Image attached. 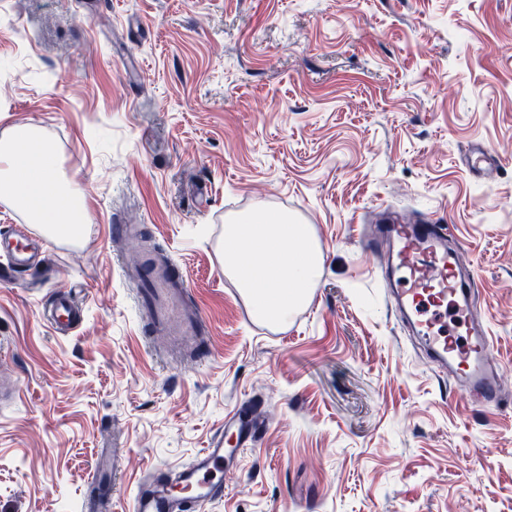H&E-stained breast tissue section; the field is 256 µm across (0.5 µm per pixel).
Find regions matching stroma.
<instances>
[{
    "label": "stroma",
    "mask_w": 512,
    "mask_h": 512,
    "mask_svg": "<svg viewBox=\"0 0 512 512\" xmlns=\"http://www.w3.org/2000/svg\"><path fill=\"white\" fill-rule=\"evenodd\" d=\"M39 126L91 223L0 282V512H112L257 407L254 447L204 512H512V388L456 397L361 233L389 209L452 225L512 375V0H0V134ZM494 152L472 180L469 145ZM300 216L324 249L309 305L257 320L221 262L228 216ZM136 224L208 324L166 362L121 264ZM79 326L44 322L58 287Z\"/></svg>",
    "instance_id": "stroma-1"
}]
</instances>
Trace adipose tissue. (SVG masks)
Listing matches in <instances>:
<instances>
[{"label":"adipose tissue","instance_id":"adipose-tissue-1","mask_svg":"<svg viewBox=\"0 0 512 512\" xmlns=\"http://www.w3.org/2000/svg\"><path fill=\"white\" fill-rule=\"evenodd\" d=\"M0 198L53 239L79 242L89 222L82 191L34 125L0 137ZM221 257L257 318L272 325L287 323L310 302L324 263L311 225L262 208L225 224Z\"/></svg>","mask_w":512,"mask_h":512}]
</instances>
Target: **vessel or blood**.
I'll use <instances>...</instances> for the list:
<instances>
[{
	"label": "vessel or blood",
	"instance_id": "1",
	"mask_svg": "<svg viewBox=\"0 0 512 512\" xmlns=\"http://www.w3.org/2000/svg\"><path fill=\"white\" fill-rule=\"evenodd\" d=\"M495 157L483 145H474L465 159L467 170L487 173ZM368 248L377 252L391 244L390 270L397 273L393 296L403 315L412 316V329L423 336L434 365L452 370L461 379L462 398L486 402L501 392L503 371L493 355L489 333L472 316L476 305L473 283L463 279L455 249L448 242L453 233L444 224H404L392 211L383 212L367 231ZM45 250L43 238L26 225H15L0 236V280L11 282L38 263ZM139 302L150 310L153 333L173 336L183 347L196 345L206 320L198 306L189 304L182 279L171 263L152 267ZM81 309L66 292L55 298L47 312L53 331L68 335L78 325ZM260 428L253 414L229 418L224 437L201 449L192 462L170 476L152 470L141 481L133 512H198L224 494V467L249 448Z\"/></svg>",
	"mask_w": 512,
	"mask_h": 512
}]
</instances>
